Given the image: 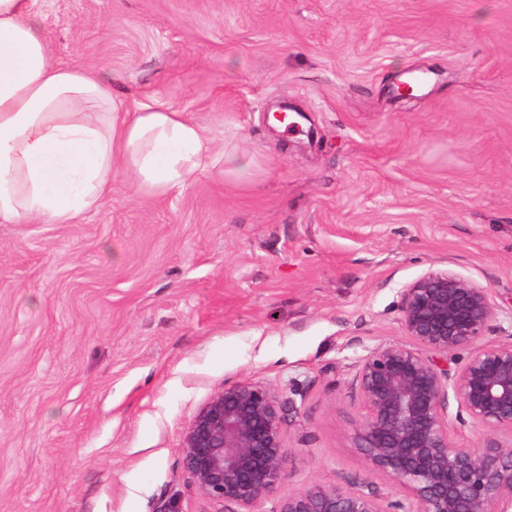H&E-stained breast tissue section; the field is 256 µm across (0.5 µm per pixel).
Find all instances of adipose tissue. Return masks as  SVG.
I'll return each mask as SVG.
<instances>
[{"label":"adipose tissue","instance_id":"ef3b65f1","mask_svg":"<svg viewBox=\"0 0 512 512\" xmlns=\"http://www.w3.org/2000/svg\"><path fill=\"white\" fill-rule=\"evenodd\" d=\"M42 7L0 0V224L75 223L119 169L140 195L183 193L212 140L185 113L128 107L108 80L58 62Z\"/></svg>","mask_w":512,"mask_h":512}]
</instances>
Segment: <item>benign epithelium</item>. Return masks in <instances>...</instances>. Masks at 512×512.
<instances>
[{"label":"benign epithelium","mask_w":512,"mask_h":512,"mask_svg":"<svg viewBox=\"0 0 512 512\" xmlns=\"http://www.w3.org/2000/svg\"><path fill=\"white\" fill-rule=\"evenodd\" d=\"M423 78L396 82L411 99ZM407 341L385 342L357 363L362 412L354 442L393 492L312 483L288 494L292 450L283 426L293 409L272 385L253 379L224 384L197 411L183 436V465L218 512H512V342L485 341L495 319L490 289L448 269H431L401 292ZM466 352L451 373L448 358ZM454 398L484 431L477 447L448 431Z\"/></svg>","instance_id":"7a95c632"}]
</instances>
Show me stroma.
<instances>
[{"instance_id": "35a3bbf8", "label": "stroma", "mask_w": 512, "mask_h": 512, "mask_svg": "<svg viewBox=\"0 0 512 512\" xmlns=\"http://www.w3.org/2000/svg\"><path fill=\"white\" fill-rule=\"evenodd\" d=\"M42 26L218 152L176 196L120 173L76 223L0 224V512H216L183 435L246 378L296 403L284 491L386 490L355 365L404 340L401 288H490L512 342V0H44ZM408 71L427 84L394 101Z\"/></svg>"}]
</instances>
